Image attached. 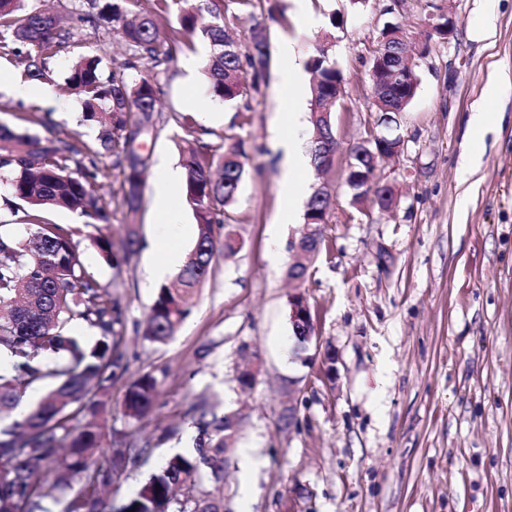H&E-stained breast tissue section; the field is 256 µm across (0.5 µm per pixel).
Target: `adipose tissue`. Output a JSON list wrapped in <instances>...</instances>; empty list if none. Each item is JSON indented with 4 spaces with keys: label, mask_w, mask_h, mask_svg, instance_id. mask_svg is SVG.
Masks as SVG:
<instances>
[{
    "label": "adipose tissue",
    "mask_w": 512,
    "mask_h": 512,
    "mask_svg": "<svg viewBox=\"0 0 512 512\" xmlns=\"http://www.w3.org/2000/svg\"><path fill=\"white\" fill-rule=\"evenodd\" d=\"M303 114L298 107L289 106L287 111L277 113L275 118L279 130L278 147L282 154V195L284 208L280 216L281 223H293L296 207L300 197L306 190V185L299 177L301 167L305 163L295 143V132L301 125Z\"/></svg>",
    "instance_id": "adipose-tissue-1"
}]
</instances>
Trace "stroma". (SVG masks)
Masks as SVG:
<instances>
[{"label":"stroma","mask_w":512,"mask_h":512,"mask_svg":"<svg viewBox=\"0 0 512 512\" xmlns=\"http://www.w3.org/2000/svg\"><path fill=\"white\" fill-rule=\"evenodd\" d=\"M390 4L309 0L305 17L295 0H259L257 14L275 12L267 23L270 67L266 87L248 96L245 111L212 106L202 71L193 86L184 84L185 61H205L206 43L179 54L162 80L160 107L170 121L146 146L150 164L137 211L121 205L111 161L100 165L98 194L112 211L100 234L117 249L131 233L140 243L122 271L101 260L79 213L46 211L50 222L75 228L88 272L120 296L130 376L158 381L155 407L139 420L125 413L124 382L112 386L104 428L151 448L113 483L115 499L136 491L163 457L193 447L194 407L204 399L217 414L244 416L224 475L234 512H512V0H406L396 11ZM444 12L455 22L446 40L432 28ZM483 18L492 22L485 36L477 27ZM388 21L410 38L418 89L386 129L370 107L368 73ZM287 38L304 65L302 103L311 100L305 65L319 44L329 43L345 87L331 114L333 169L302 172L308 189L330 184L334 202L299 285L286 271L305 203L294 223L272 229L283 207L274 116ZM491 82L502 95L488 103ZM54 101L49 109L42 99L1 90L0 123L96 142L101 127L81 122L80 97ZM481 103L500 118L484 133H469L468 116ZM32 105L38 111L31 118ZM182 115L213 150L230 135L246 142L250 160L228 226L242 247L217 256L190 317L158 344L144 337L160 286L153 184L159 159L179 163ZM382 131L404 141L375 171L377 182L399 187V205L389 213L352 203L345 183L351 148ZM472 149L478 166L463 182L460 163ZM298 292L314 322L303 346L288 321V300ZM246 368L256 371L250 389L236 380ZM246 453L255 462L248 471L240 466Z\"/></svg>","instance_id":"stroma-1"}]
</instances>
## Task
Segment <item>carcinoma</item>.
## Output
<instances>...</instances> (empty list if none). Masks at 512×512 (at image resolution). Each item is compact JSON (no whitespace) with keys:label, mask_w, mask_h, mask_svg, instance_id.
Listing matches in <instances>:
<instances>
[{"label":"carcinoma","mask_w":512,"mask_h":512,"mask_svg":"<svg viewBox=\"0 0 512 512\" xmlns=\"http://www.w3.org/2000/svg\"><path fill=\"white\" fill-rule=\"evenodd\" d=\"M255 0H73L77 21L96 31H112L125 52L107 70L98 49L78 56L60 85L63 94L82 96L80 122L108 115L99 143L71 134L61 137L20 133L0 125V177L19 201L26 235L0 224V415L15 409L26 393L45 395L19 420L0 419V512H52L46 506L49 474L62 491L59 512H230L224 498L205 491L207 481L224 479L225 418L206 406L196 419L195 447L166 458L137 493L120 504L98 495L147 452L127 437L110 434L104 442L101 416L112 384L126 377L123 309L120 298L103 288L86 270L69 224L44 219L47 209L74 210L93 228L110 223V211L95 191L104 156L120 170L122 205L142 203L143 173L148 158L136 144L155 139L167 124L158 108L160 77L177 54L202 39L210 54L205 67L206 95L213 102L233 103L247 90L258 94L265 82L270 50L267 29L254 14ZM175 13L176 24L165 33L159 18ZM250 21L248 51L239 50L228 30ZM76 45L73 29L53 14L28 9L25 0H0V52L24 64L32 81L47 78L50 60ZM317 75L312 112H330L341 77L329 63V46L316 48L307 62ZM416 86L398 87L389 99L373 105L393 112L409 105ZM180 127L191 144L180 159L182 195L198 226L196 242L177 277L162 285L150 307L144 335L164 343L187 321L188 302L209 276L217 255H232V245L217 241L213 225L224 224L226 208L240 189L249 155L245 141L229 136L219 154L198 142L192 121ZM333 123L320 126L311 140L313 166L324 169L335 158ZM102 260L117 270L129 264L137 240L130 236L120 251L102 235L90 236ZM96 333L90 346L71 335V326ZM157 381L144 375L127 383L128 416H147L157 398ZM78 487H73V484Z\"/></svg>","instance_id":"carcinoma-1"}]
</instances>
